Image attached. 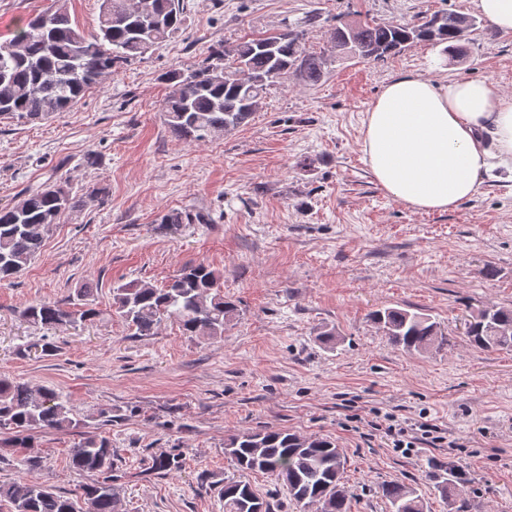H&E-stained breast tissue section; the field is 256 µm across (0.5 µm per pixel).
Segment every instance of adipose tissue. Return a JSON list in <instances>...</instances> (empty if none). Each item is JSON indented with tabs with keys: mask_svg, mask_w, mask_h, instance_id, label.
I'll return each mask as SVG.
<instances>
[{
	"mask_svg": "<svg viewBox=\"0 0 512 512\" xmlns=\"http://www.w3.org/2000/svg\"><path fill=\"white\" fill-rule=\"evenodd\" d=\"M362 150L392 198L416 211L455 210L492 168L512 174V96L483 80L395 77L366 113Z\"/></svg>",
	"mask_w": 512,
	"mask_h": 512,
	"instance_id": "adipose-tissue-1",
	"label": "adipose tissue"
}]
</instances>
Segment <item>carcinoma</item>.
<instances>
[{"label":"carcinoma","instance_id":"obj_1","mask_svg":"<svg viewBox=\"0 0 512 512\" xmlns=\"http://www.w3.org/2000/svg\"><path fill=\"white\" fill-rule=\"evenodd\" d=\"M183 0H101L98 32L87 37L62 5L49 8L18 26L0 42V116L23 122L53 118L77 104L118 67L143 56L180 31ZM483 21L448 11L392 24L355 21L334 27L317 51L305 47V22L277 34L220 44L188 72L171 70L163 79L172 91L161 104L168 133L185 142H205L229 133L256 112L267 90L291 74L314 85L337 59L352 56L382 60L414 43L443 46L453 58L466 55L468 33ZM83 206L70 189L46 182L24 192L11 207L0 208V281H9L35 260L62 217ZM223 275L203 265H189L157 288L143 280L112 287V310L135 336H152L165 321L189 337L214 338L240 320L238 304L224 297ZM28 322L64 329L93 322L98 311L72 300L36 302L20 311ZM372 322L395 347L426 354L448 344L439 322L425 313L388 307L371 314ZM470 344L512 351V308L484 306L465 322ZM78 427L70 409L50 389L0 378V431L13 434L14 446H26L33 428ZM224 454L240 476H226L220 489L224 512H274L241 475L262 473L286 487L301 512H349L343 483L345 456L335 441L286 430L263 429L224 439ZM115 465L109 438L87 431L70 449L69 466L98 479L65 496L32 480L0 483V502L9 512H120L119 491L112 485ZM462 478L454 468L436 482L441 496L455 502ZM392 512H425L416 488L398 481L380 487Z\"/></svg>","mask_w":512,"mask_h":512}]
</instances>
